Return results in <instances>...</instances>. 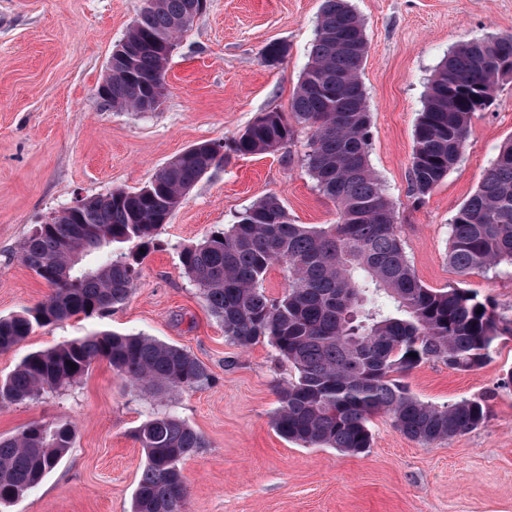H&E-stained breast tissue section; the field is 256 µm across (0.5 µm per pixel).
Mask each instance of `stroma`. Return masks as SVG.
Wrapping results in <instances>:
<instances>
[{"instance_id": "35a3bbf8", "label": "stroma", "mask_w": 512, "mask_h": 512, "mask_svg": "<svg viewBox=\"0 0 512 512\" xmlns=\"http://www.w3.org/2000/svg\"><path fill=\"white\" fill-rule=\"evenodd\" d=\"M364 22L361 80L369 104V163L392 201L416 277L429 288L468 290L495 312L502 338L480 369L427 361L403 375L436 406L486 398L488 421L429 445L376 414L372 445L351 456L304 448L271 425L278 389L291 375L269 340L249 349L224 335L180 263L182 248L234 224L277 196L296 224H332L335 203L305 167L307 131L288 148L240 156L230 146L263 112H289L310 61L322 0H208L179 38L154 110H115L96 96L116 46L142 0H0V317L44 300L48 287L19 258L36 225L76 200L146 185L175 155L211 142L224 158L163 224L123 305L35 328L0 353V377L29 352L98 328L144 335L196 357L212 381L171 393L166 409L201 433L205 448L181 464L186 512H512V264L460 278L448 263L449 224L512 139V79L474 113L456 165L426 196L412 192L414 130L428 82L460 42L512 32V0H350ZM287 46L270 66L262 51ZM146 389L107 363L76 383L0 406V436L33 421L65 419L73 448L9 512H129L145 457L136 428L157 409Z\"/></svg>"}]
</instances>
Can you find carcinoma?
<instances>
[{"instance_id":"1","label":"carcinoma","mask_w":512,"mask_h":512,"mask_svg":"<svg viewBox=\"0 0 512 512\" xmlns=\"http://www.w3.org/2000/svg\"><path fill=\"white\" fill-rule=\"evenodd\" d=\"M196 0H156L125 37L130 60L113 54L109 105L146 110L153 83L165 79L166 45L185 32ZM364 23L348 0H323L311 60L290 112H264L234 140L238 155L272 153L309 132L306 167L336 203L334 224H294L266 196L236 224L185 247L180 263L224 335L246 350L267 337L293 375L279 390L276 433L306 448L357 455L372 444L371 417L387 414L421 444L464 434L490 415L485 399L443 407L414 396L397 375L425 361L458 371L482 367L500 335L488 305L459 287H425L397 234L396 213L369 165L370 112L361 81ZM512 64V33L463 41L434 73L414 135L412 194L420 201L448 175L465 146L475 99H493ZM216 164L212 143L170 159L146 186L86 199L72 221L40 224L20 244L22 262L50 288L39 304L0 317V352L37 327L123 305L143 259L187 192ZM512 264V140L501 146L478 190L450 224L448 263L466 277ZM288 269V289L270 300L268 268ZM482 312H477V309ZM107 362L123 380L162 399L207 383L205 366L184 349L155 339L96 330L27 354L0 378V406L20 404L77 382ZM76 368H71L70 364ZM145 463L130 512H185L182 461L205 447L174 414L151 413L135 431ZM64 421L32 422L0 437V507L35 488L72 447Z\"/></svg>"}]
</instances>
